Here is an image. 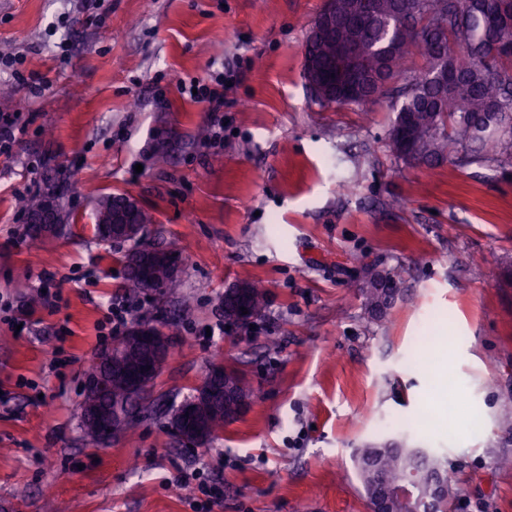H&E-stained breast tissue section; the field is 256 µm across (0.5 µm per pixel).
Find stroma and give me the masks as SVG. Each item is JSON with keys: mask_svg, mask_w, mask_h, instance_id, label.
Wrapping results in <instances>:
<instances>
[{"mask_svg": "<svg viewBox=\"0 0 512 512\" xmlns=\"http://www.w3.org/2000/svg\"><path fill=\"white\" fill-rule=\"evenodd\" d=\"M324 0H0V54L25 55L46 83L11 86L1 112L30 118L0 156V296L26 328L0 322V512H193L173 485L204 459L223 512H369L357 449L397 438L443 455L454 512H512V167L397 163L393 118L322 105L303 76L306 34ZM67 40L58 57L51 47ZM252 64L224 95V148L198 139L209 114L182 84ZM68 229L25 233L20 202L51 184ZM106 193L154 211L147 242L183 253L174 295L142 297L138 318L177 316L153 396H186L209 364L243 370L254 403L207 447L186 450L146 414L92 447L79 389L102 345L96 326L126 294L117 249L93 236ZM394 268L400 296L369 320L356 290ZM54 273L59 308L30 305V271ZM262 281L254 328L225 329L227 286ZM192 300L182 309L180 298ZM71 362L49 370L56 348ZM448 367V419L430 426L431 378ZM43 382L42 395L18 384Z\"/></svg>", "mask_w": 512, "mask_h": 512, "instance_id": "stroma-1", "label": "stroma"}]
</instances>
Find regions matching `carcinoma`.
Instances as JSON below:
<instances>
[{"mask_svg": "<svg viewBox=\"0 0 512 512\" xmlns=\"http://www.w3.org/2000/svg\"><path fill=\"white\" fill-rule=\"evenodd\" d=\"M366 17L365 67L360 75L361 96L346 105L361 112L385 102L394 117L388 148L395 161L407 149L405 139L419 149V160L430 168L449 163L512 166V50L493 52L496 43H512V0H357ZM457 69V80L442 87L436 75L443 67ZM323 81L330 95L325 104H341L343 78L327 63ZM141 244L122 253L126 286L145 293L133 265ZM367 318L380 321L394 303L391 289H358ZM265 286L251 282L247 303L224 295V308L245 306L253 317L267 308ZM357 477L367 506L374 504L375 482L395 483L412 471L425 484L442 486L446 496L434 504L436 512H452L457 498L448 480V467L436 455L416 457L404 443L371 444L354 456Z\"/></svg>", "mask_w": 512, "mask_h": 512, "instance_id": "cac0c4a2", "label": "carcinoma"}]
</instances>
